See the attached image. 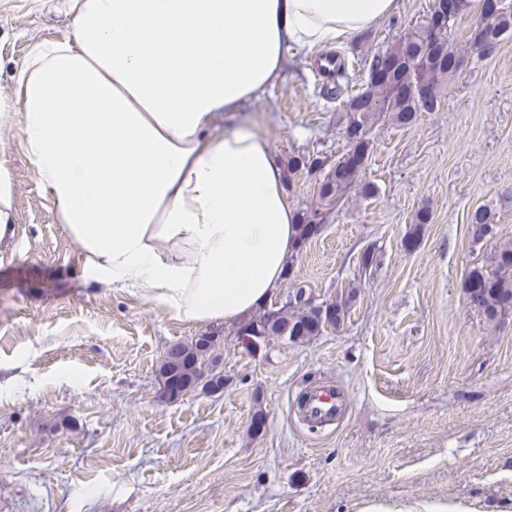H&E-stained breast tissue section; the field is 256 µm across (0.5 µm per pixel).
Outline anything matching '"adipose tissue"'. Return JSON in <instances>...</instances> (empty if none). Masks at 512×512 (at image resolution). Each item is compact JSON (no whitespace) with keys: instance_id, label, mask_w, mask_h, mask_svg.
<instances>
[{"instance_id":"obj_1","label":"adipose tissue","mask_w":512,"mask_h":512,"mask_svg":"<svg viewBox=\"0 0 512 512\" xmlns=\"http://www.w3.org/2000/svg\"><path fill=\"white\" fill-rule=\"evenodd\" d=\"M398 0H68L0 92L93 287L233 322L283 281L298 217L267 142L224 116L276 86L284 50L351 40Z\"/></svg>"}]
</instances>
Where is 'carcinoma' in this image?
<instances>
[{"label": "carcinoma", "instance_id": "1", "mask_svg": "<svg viewBox=\"0 0 512 512\" xmlns=\"http://www.w3.org/2000/svg\"><path fill=\"white\" fill-rule=\"evenodd\" d=\"M458 22L459 19H454L450 30L434 37L420 26L388 47L383 55L395 62L396 70L387 83L376 82L371 77L379 60V56L373 57L366 68L369 74L366 88L347 94L343 100V111L348 115L345 138L353 156L338 160L330 167L320 182L316 206L299 214L297 248H302L312 238L314 226L323 223L324 207L339 204L353 191L362 197L377 192L374 184L359 180L372 150L367 133L369 121L384 116L399 126H407L416 121L419 113L436 111L442 86L457 72L448 65V55H466L470 51L479 55L498 45L504 37L512 36V3L504 0L497 10L480 7V19L470 29L467 51L450 43V31ZM398 84H423L432 95L399 96L394 93ZM467 224L475 245L496 235V213L487 205L471 209ZM464 288L470 306L483 312L489 320L499 321L506 314L512 315V239L499 243L491 268L474 266L468 271ZM350 300L351 296L347 295L323 309L313 305L300 288L291 311L277 316L265 312L242 322L238 330L251 331L250 338L256 343H264L271 337H285L291 343L307 341L329 327L340 325ZM210 351L201 335L189 342L171 344L158 365V377L162 380L159 397L166 402L173 401L172 384L187 393L198 388L213 392L224 389L223 373L204 374V357Z\"/></svg>", "mask_w": 512, "mask_h": 512}]
</instances>
